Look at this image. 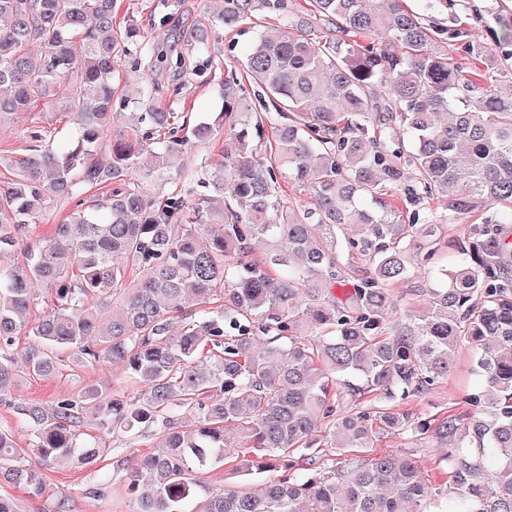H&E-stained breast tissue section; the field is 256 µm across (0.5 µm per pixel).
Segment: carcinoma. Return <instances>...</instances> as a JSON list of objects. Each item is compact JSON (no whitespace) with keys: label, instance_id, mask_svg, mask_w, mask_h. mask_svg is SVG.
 Returning a JSON list of instances; mask_svg holds the SVG:
<instances>
[{"label":"carcinoma","instance_id":"1","mask_svg":"<svg viewBox=\"0 0 512 512\" xmlns=\"http://www.w3.org/2000/svg\"><path fill=\"white\" fill-rule=\"evenodd\" d=\"M219 2L167 57L177 76L224 70L222 109L188 137L156 95L154 43L117 0H0V125L42 114L23 154L0 155V403L20 374L60 370L62 350L122 362L132 388L19 406L31 439L0 427V485L39 496L41 468L95 463L107 448L81 436L90 415L164 437L127 475L138 512H512V10L490 9L499 56L433 25L459 0ZM268 18L276 33L241 56L212 54L216 31ZM58 116L77 127L61 147ZM198 142L221 159L186 164ZM289 188L308 200L289 208ZM52 196L75 211L20 247ZM401 284L424 306L398 314ZM462 339L474 412L398 410L448 379ZM394 429L448 445L446 504L411 457L373 452ZM226 462L277 476L205 479Z\"/></svg>","mask_w":512,"mask_h":512}]
</instances>
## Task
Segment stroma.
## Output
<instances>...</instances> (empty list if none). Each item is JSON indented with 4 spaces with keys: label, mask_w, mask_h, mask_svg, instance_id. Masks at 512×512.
Listing matches in <instances>:
<instances>
[{
    "label": "stroma",
    "mask_w": 512,
    "mask_h": 512,
    "mask_svg": "<svg viewBox=\"0 0 512 512\" xmlns=\"http://www.w3.org/2000/svg\"><path fill=\"white\" fill-rule=\"evenodd\" d=\"M122 7L139 24L142 35L157 40L161 51L166 52L178 44L189 29L206 23L209 0H181V6L177 9L167 8L164 0H123ZM163 14L168 15L169 20L166 27L160 30L155 22ZM223 79L220 73L207 81L194 79L176 93L172 90L165 64L157 66L156 81L160 97L174 111L190 113L195 121L206 120L210 113L220 111ZM474 357V347L467 342L461 343L456 353L454 372L425 397L412 402L414 412L469 413L470 408L464 398L474 384L471 374ZM124 380L123 364L91 366L78 362L75 357H68L56 375L47 378L25 375L19 378L12 393L14 406L0 404V427H10L19 444H27L29 427L17 414L16 405L25 402L46 403L70 395L88 384L120 389L124 386ZM101 439L108 453L96 465H53L45 469V491L42 495L33 497L24 488L13 486L0 491L19 500L23 512H130L131 504L123 490L127 474L125 462L134 455L154 450L160 440L154 436L139 437L119 428L102 433ZM376 448L412 455L433 487H443L445 449L439 440L432 437L416 439L393 432L378 441Z\"/></svg>",
    "instance_id": "1"
}]
</instances>
